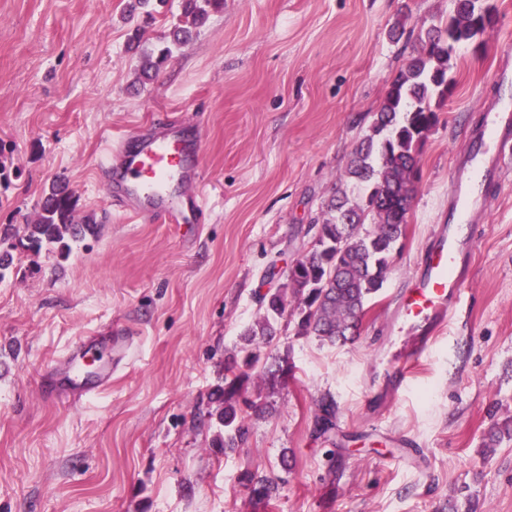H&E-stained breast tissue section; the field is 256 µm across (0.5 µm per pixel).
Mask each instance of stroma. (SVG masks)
<instances>
[{"mask_svg": "<svg viewBox=\"0 0 512 512\" xmlns=\"http://www.w3.org/2000/svg\"><path fill=\"white\" fill-rule=\"evenodd\" d=\"M481 46L457 48L455 84L420 154L406 234L359 337L297 335L262 348L244 395L265 411L245 444L214 445L224 355L308 249L350 154L413 54L394 26L446 21L454 0H224L145 83L180 0H0V228L23 236L63 180L95 232L70 253L14 255L0 272V512H512V442L482 448L512 416V169L480 192L462 308L415 365L397 371L400 293L448 212L449 181L486 113L512 99V0ZM197 125L207 185L200 229L134 220L114 206L112 140L160 115ZM124 346L110 384L77 405L45 392L81 336ZM336 402V426L314 416ZM279 484L272 507L239 477Z\"/></svg>", "mask_w": 512, "mask_h": 512, "instance_id": "1", "label": "stroma"}]
</instances>
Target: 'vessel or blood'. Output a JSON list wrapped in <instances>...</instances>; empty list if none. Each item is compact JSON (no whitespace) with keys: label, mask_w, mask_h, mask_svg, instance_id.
I'll list each match as a JSON object with an SVG mask.
<instances>
[{"label":"vessel or blood","mask_w":512,"mask_h":512,"mask_svg":"<svg viewBox=\"0 0 512 512\" xmlns=\"http://www.w3.org/2000/svg\"><path fill=\"white\" fill-rule=\"evenodd\" d=\"M153 132L143 134L136 145L114 142L113 160L106 167L108 191L129 215L155 224L192 225L202 209L204 180L200 170L201 141L195 125L161 117ZM483 150L470 158L455 176L448 191V220L433 238L423 259V272L399 305L395 319L402 326L420 331L422 337L407 352L422 357L432 342L425 329L445 327L462 299V285L469 268L462 258L457 235L461 224L480 218L478 193L483 183L512 167V128L500 113L491 112L483 128ZM95 339L82 340L68 356L65 374L57 388L79 401L96 394L112 377V368L100 366L97 380H90L83 364Z\"/></svg>","instance_id":"1"}]
</instances>
